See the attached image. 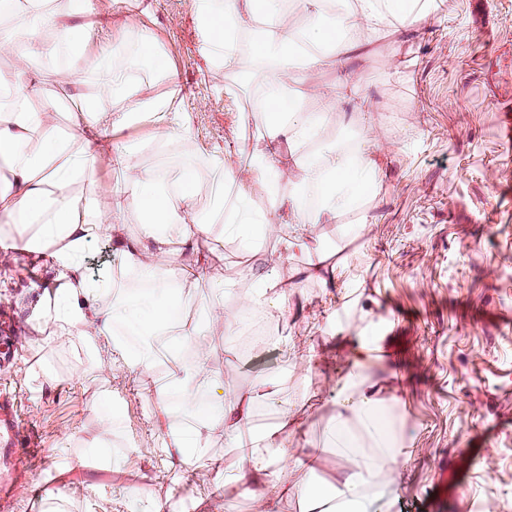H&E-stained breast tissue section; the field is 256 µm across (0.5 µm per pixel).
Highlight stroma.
Here are the masks:
<instances>
[{
  "label": "stroma",
  "instance_id": "stroma-1",
  "mask_svg": "<svg viewBox=\"0 0 512 512\" xmlns=\"http://www.w3.org/2000/svg\"><path fill=\"white\" fill-rule=\"evenodd\" d=\"M150 2L151 16L142 13ZM98 38L137 43L148 33L178 73L177 86L162 81L146 59L125 57L142 95L175 94L190 114L198 145L224 149L235 164L255 137L246 115L255 91L269 78L250 70L224 96L213 77L219 60L201 31L202 0H93ZM414 34L382 32L366 57L341 68L309 71L303 88L329 92L354 82L362 104H349L320 132L331 148L357 129L359 108L375 114L384 178L367 209L357 241L349 213L312 227L334 271L326 281L296 275L278 238L259 241L244 254L233 237L219 241L224 280L233 291L225 306L255 291L245 264L287 281V315L271 319L279 343L251 356L227 359L225 333L210 330L205 372L250 389L277 375L297 424L294 457L315 452L319 481H336V451L323 438L336 412L341 381L357 337L375 342L366 373L381 387L383 418L412 456L396 482L381 483L390 512H512V141L503 135L512 115V0H440L426 5ZM0 75L36 88L31 98L56 111L73 95L91 96L96 83L82 61L36 63L1 56ZM150 123L123 129L112 139L143 140L134 162L143 167L183 163L178 141L151 142ZM54 277L49 259L18 251L0 255V306L19 322V354L0 364V393L42 450L41 464L24 479L31 488L50 483L40 512H151L172 496L181 512H253L251 495L226 497L218 471L237 469L242 452L213 427L203 455L169 469L162 452L177 380L168 351L156 358L162 394L147 390L136 371L111 367L88 354L78 337L61 341L35 332L30 317ZM51 382H44V375ZM112 399L123 407L113 420L112 453L90 452Z\"/></svg>",
  "mask_w": 512,
  "mask_h": 512
}]
</instances>
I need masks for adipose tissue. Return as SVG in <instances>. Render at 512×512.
<instances>
[{
	"instance_id": "1",
	"label": "adipose tissue",
	"mask_w": 512,
	"mask_h": 512,
	"mask_svg": "<svg viewBox=\"0 0 512 512\" xmlns=\"http://www.w3.org/2000/svg\"><path fill=\"white\" fill-rule=\"evenodd\" d=\"M294 2L304 17L297 27L282 21L285 0H204L200 15L202 25L211 28L220 22L237 31L253 18L263 20L253 49L270 66L272 78L264 86L257 109L259 136L245 150L243 162L254 183L280 212L276 224L253 209L245 186L238 183L235 169L225 165L220 148L206 153L196 146L188 113L176 111L171 97H144L132 73L108 66L119 44L98 46L96 95L90 100L72 98L66 115L70 127L65 131L53 123L51 113L32 111L16 83L0 79V246L48 255L55 268L52 301L42 304L32 318L36 332L47 331L60 339L80 337L97 356L108 358L119 346L112 325L124 322L143 337L135 364L147 375L165 336L176 332L186 342L195 340L196 333L188 325L174 324L171 294L183 296L209 286L210 299L203 312L207 329L220 319L227 328H234L240 313H287L288 288L272 274L261 276L260 290L244 297L238 312H224L223 267L206 259L199 243L216 232L230 234L246 245L275 235L286 257L310 263L316 254L313 225L360 207L384 172L376 159L379 148L374 130L367 123L353 148L327 154L304 150L344 102L355 96V86L341 83L333 93L314 96L308 107L287 103L286 94L311 69L341 67L346 51L367 35L395 24L411 29L424 17L421 0ZM48 3L0 0V17H10L15 23L12 30H0L1 55L23 52L49 62L71 56L74 48H88L92 26L86 18L93 10L91 0H67L71 17L67 23L56 20ZM146 120L154 128L156 145L181 139L184 151L194 157L191 168L163 174L140 167L132 162L139 150L137 142L113 144L114 128ZM282 144L288 145L304 173L303 183L289 191L283 188L276 159ZM104 155L127 170L125 183L111 186L106 193L101 192L97 179L98 160ZM206 180L218 205L214 222L194 207L197 187ZM116 197L126 198L139 211V233L115 239L121 256L118 270L95 278L85 270L90 245L111 238L113 227L126 222L124 211L112 208ZM132 276L146 290L130 301L121 290ZM369 347L368 337H361L328 430L327 440L338 447L337 465L344 474L341 486L334 489L336 512H367V491L377 476L398 475L408 460L378 418V391L364 373ZM202 366L198 358L180 369L178 411L193 418L194 426L169 428L168 465L185 463L191 450L205 448L210 428L219 424L230 446H239L251 428L253 406L268 404L275 419L263 444L251 445L238 469L220 474L219 479L225 495L249 491L265 512H275L287 492L280 475L297 464L289 451L295 422L287 403L278 396V382L264 379L245 392L218 388L215 401L201 414L197 393L210 382ZM355 428L370 441L374 454L363 456L354 448L350 432ZM300 467L304 473L300 492L307 512H321L325 498L311 489L313 467L307 463Z\"/></svg>"
}]
</instances>
